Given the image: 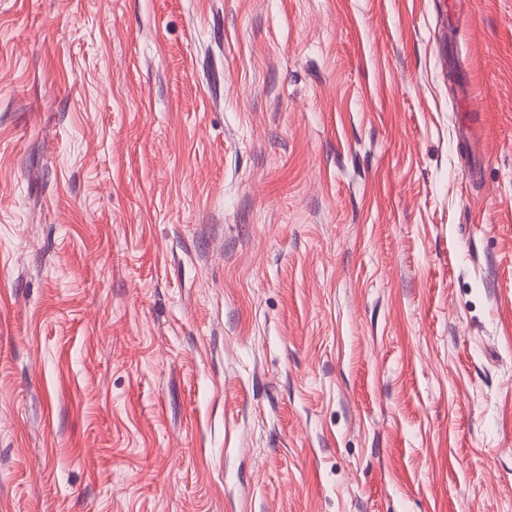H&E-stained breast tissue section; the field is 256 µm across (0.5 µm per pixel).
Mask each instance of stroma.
<instances>
[{
    "instance_id": "1",
    "label": "stroma",
    "mask_w": 512,
    "mask_h": 512,
    "mask_svg": "<svg viewBox=\"0 0 512 512\" xmlns=\"http://www.w3.org/2000/svg\"><path fill=\"white\" fill-rule=\"evenodd\" d=\"M444 9L0 0V512H512V0Z\"/></svg>"
}]
</instances>
